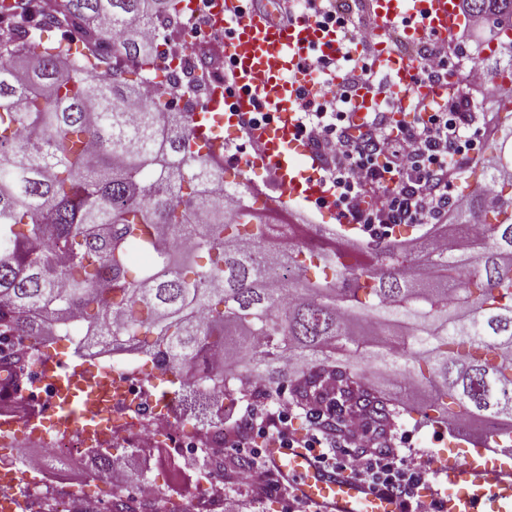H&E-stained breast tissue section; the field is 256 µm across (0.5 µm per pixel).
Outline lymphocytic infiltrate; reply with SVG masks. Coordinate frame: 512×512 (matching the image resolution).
Returning a JSON list of instances; mask_svg holds the SVG:
<instances>
[{"label": "lymphocytic infiltrate", "mask_w": 512, "mask_h": 512, "mask_svg": "<svg viewBox=\"0 0 512 512\" xmlns=\"http://www.w3.org/2000/svg\"><path fill=\"white\" fill-rule=\"evenodd\" d=\"M309 8L315 19L357 37L369 29V15L354 17L348 0H283L282 15L296 18ZM463 38L455 33L445 41L427 40L412 50L420 76L447 81L446 62ZM306 67L315 73L321 90L298 117L303 140L317 151L321 178L328 196L350 224H440L449 207L465 200L448 190L474 148V136L485 116L460 111L456 92L444 103L422 106L411 125L395 124L390 108L368 113L364 130L352 134V87L372 80L368 66L338 71L333 59L312 53ZM341 83H334V75ZM296 405L280 400L275 409L249 408L239 418L240 434L226 438V447L249 460L246 481L263 493L271 474L265 446L276 441L282 448H303L328 469H341L360 478L382 495L396 500L402 512H442L434 463L411 458L400 434L398 444L379 445L359 416L349 418L357 449L347 452L337 439L333 417H308L306 430L294 426Z\"/></svg>", "instance_id": "obj_1"}]
</instances>
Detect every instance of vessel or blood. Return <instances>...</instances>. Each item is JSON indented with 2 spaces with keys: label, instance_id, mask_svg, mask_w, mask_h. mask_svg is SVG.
Returning a JSON list of instances; mask_svg holds the SVG:
<instances>
[{
  "label": "vessel or blood",
  "instance_id": "obj_1",
  "mask_svg": "<svg viewBox=\"0 0 512 512\" xmlns=\"http://www.w3.org/2000/svg\"><path fill=\"white\" fill-rule=\"evenodd\" d=\"M371 19L379 33L398 27L402 41L447 40L466 23L460 0H370ZM227 34L224 55L231 64L239 112H267L270 122L254 133L260 146L259 165L287 186L289 199H310L322 192L311 149L295 132L296 114L305 97L317 86L303 60L310 50L335 57L342 39L335 30L323 29L309 15L286 24L275 23L271 9L254 8L250 0H219L216 10ZM373 71L382 73L387 88L366 85L356 92L354 121L362 123L391 90L401 109L412 100L437 101L447 86L420 78L412 57L398 55L381 45L371 56ZM223 104L221 93L210 96L203 110L194 113L192 147L217 154L224 148L212 116ZM88 398L72 394L63 407L45 408L47 416L80 427L89 418ZM272 466L294 488L296 495L316 505L318 512H400L398 504L374 492L367 483L344 470H327L299 449L269 446ZM444 488L445 512H512V463L480 462L468 458L436 469Z\"/></svg>",
  "mask_w": 512,
  "mask_h": 512
}]
</instances>
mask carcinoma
<instances>
[{"instance_id": "1", "label": "carcinoma", "mask_w": 512, "mask_h": 512, "mask_svg": "<svg viewBox=\"0 0 512 512\" xmlns=\"http://www.w3.org/2000/svg\"><path fill=\"white\" fill-rule=\"evenodd\" d=\"M174 8L65 0V19L112 41L110 61L44 41L35 0L0 33V355L21 369L77 325L79 357L132 348L210 414L257 378L251 399L358 410L383 439L400 399L365 364L394 386L427 382L426 416L487 419L512 449V113L481 178L494 192L468 195L452 231L408 224L414 237L364 247L328 224V245L291 249L190 149L187 113L137 95ZM466 11L491 40L512 26V0ZM134 249L152 262L132 265Z\"/></svg>"}]
</instances>
